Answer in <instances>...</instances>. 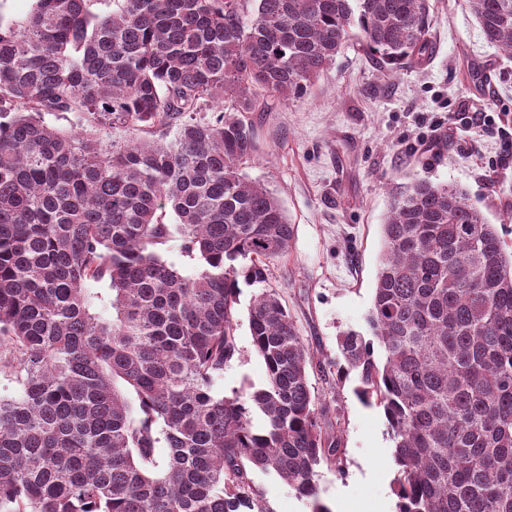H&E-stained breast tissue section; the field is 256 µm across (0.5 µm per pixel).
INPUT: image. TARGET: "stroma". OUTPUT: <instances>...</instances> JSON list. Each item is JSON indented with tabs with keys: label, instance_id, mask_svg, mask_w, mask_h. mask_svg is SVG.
Listing matches in <instances>:
<instances>
[{
	"label": "stroma",
	"instance_id": "1",
	"mask_svg": "<svg viewBox=\"0 0 512 512\" xmlns=\"http://www.w3.org/2000/svg\"><path fill=\"white\" fill-rule=\"evenodd\" d=\"M433 53L382 79L375 58L347 45L296 100L250 113L257 149L244 171L280 198L294 235L269 267L274 288L314 356L319 408L344 411V474L320 468L330 512H395L394 445L381 407L362 403L355 377L337 379L343 332L369 335L381 226L393 194L426 179L454 184L512 249V58L484 38L465 0H431ZM484 112L490 120L471 124ZM255 287L242 286L237 353L224 394L261 386L265 366L250 336Z\"/></svg>",
	"mask_w": 512,
	"mask_h": 512
}]
</instances>
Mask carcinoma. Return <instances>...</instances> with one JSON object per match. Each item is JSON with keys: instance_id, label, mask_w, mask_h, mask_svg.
Wrapping results in <instances>:
<instances>
[{"instance_id": "carcinoma-1", "label": "carcinoma", "mask_w": 512, "mask_h": 512, "mask_svg": "<svg viewBox=\"0 0 512 512\" xmlns=\"http://www.w3.org/2000/svg\"><path fill=\"white\" fill-rule=\"evenodd\" d=\"M93 2L0 23V374L19 386L0 397V512H275L258 472L330 512L318 468L345 473L344 414L321 421L312 353L266 287L294 228L243 173L246 113L305 96L354 38L384 69L423 61L429 0ZM467 5L512 55V0ZM175 233L192 274L160 253ZM382 237L372 337L339 338V372L383 408L397 512H512V256L462 190L426 179L392 197ZM242 283L260 286L266 376L228 396Z\"/></svg>"}]
</instances>
